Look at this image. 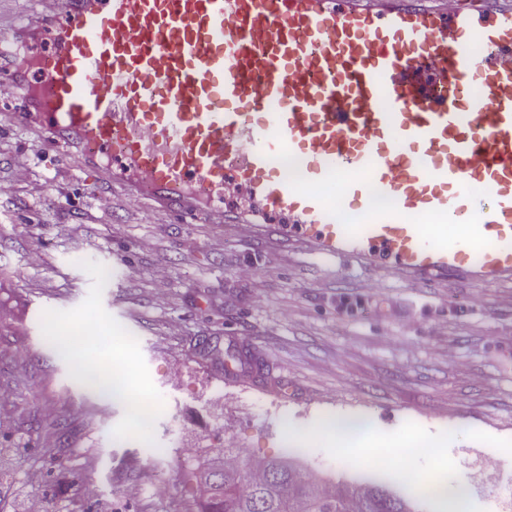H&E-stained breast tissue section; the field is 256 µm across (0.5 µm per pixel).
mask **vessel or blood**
<instances>
[{
  "mask_svg": "<svg viewBox=\"0 0 512 512\" xmlns=\"http://www.w3.org/2000/svg\"><path fill=\"white\" fill-rule=\"evenodd\" d=\"M40 26L38 82L22 26L0 70L104 186L404 282L512 281V0H45Z\"/></svg>",
  "mask_w": 512,
  "mask_h": 512,
  "instance_id": "vessel-or-blood-1",
  "label": "vessel or blood"
}]
</instances>
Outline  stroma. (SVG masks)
Listing matches in <instances>:
<instances>
[{
	"label": "stroma",
	"mask_w": 512,
	"mask_h": 512,
	"mask_svg": "<svg viewBox=\"0 0 512 512\" xmlns=\"http://www.w3.org/2000/svg\"><path fill=\"white\" fill-rule=\"evenodd\" d=\"M18 163L29 170L20 184ZM104 193L96 171L47 139L0 126V307L11 311L0 321V452L10 456L0 512L29 495L49 512H198L187 469L228 442L248 460L289 453L328 483L377 485L412 512H440L412 488L431 479L428 449L397 475L409 428L448 450L473 491L470 512H512V283H405L117 192L104 213ZM53 323L82 349L111 338L100 357L153 404L151 425L79 384L47 340ZM241 349L253 368L226 379V353ZM329 416L367 421L377 451L336 460L318 435ZM58 462L95 484V498L70 505L54 493ZM145 468L161 473L165 497L125 496Z\"/></svg>",
	"instance_id": "stroma-1"
}]
</instances>
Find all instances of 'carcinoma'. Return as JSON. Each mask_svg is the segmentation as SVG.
Wrapping results in <instances>:
<instances>
[{
	"label": "carcinoma",
	"instance_id": "1",
	"mask_svg": "<svg viewBox=\"0 0 512 512\" xmlns=\"http://www.w3.org/2000/svg\"><path fill=\"white\" fill-rule=\"evenodd\" d=\"M235 472L222 460L212 465L199 512H411L400 496H377L370 485L326 488L279 459L263 461L259 474Z\"/></svg>",
	"mask_w": 512,
	"mask_h": 512
}]
</instances>
